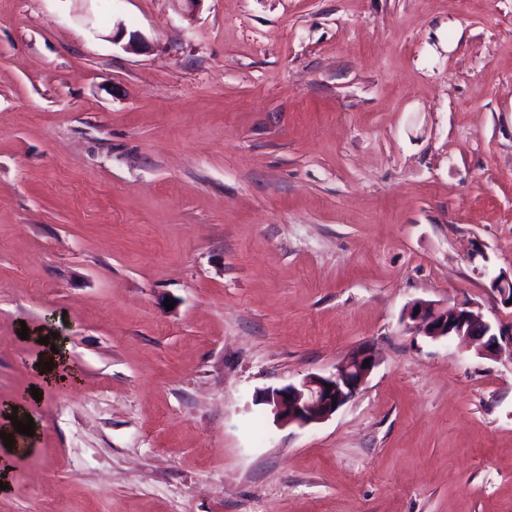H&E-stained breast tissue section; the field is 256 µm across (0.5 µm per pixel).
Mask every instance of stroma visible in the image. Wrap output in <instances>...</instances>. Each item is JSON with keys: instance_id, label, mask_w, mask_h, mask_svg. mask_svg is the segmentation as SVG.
<instances>
[{"instance_id": "obj_1", "label": "stroma", "mask_w": 512, "mask_h": 512, "mask_svg": "<svg viewBox=\"0 0 512 512\" xmlns=\"http://www.w3.org/2000/svg\"><path fill=\"white\" fill-rule=\"evenodd\" d=\"M511 269L512 0H0V512H512ZM404 318L415 322L424 336L433 339L460 338L478 342L479 351L489 357L497 354L501 341L508 339L512 344V329L506 332L502 327L496 328L481 312L467 304L448 307L418 300L407 307ZM367 359H370V365L364 367ZM375 365L372 353L363 350L341 362L328 376L308 375L298 385L289 384L266 391L262 400L272 407L277 422L299 427L319 423L329 419L354 397ZM333 397H336V407H333Z\"/></svg>"}]
</instances>
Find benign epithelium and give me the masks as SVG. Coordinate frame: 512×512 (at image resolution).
I'll return each mask as SVG.
<instances>
[{
	"label": "benign epithelium",
	"mask_w": 512,
	"mask_h": 512,
	"mask_svg": "<svg viewBox=\"0 0 512 512\" xmlns=\"http://www.w3.org/2000/svg\"><path fill=\"white\" fill-rule=\"evenodd\" d=\"M490 288L503 303L512 300V271H501L491 278ZM404 318L415 322L423 335L433 339L460 338L479 344L485 356H494L500 342L512 344V331L495 327L481 312L467 304L442 306L433 301L418 300L407 307ZM369 366H364L365 360ZM376 365L369 351H360L341 362L327 375H308L297 384L268 390L262 400L271 406L277 422L305 427L322 422L336 413L366 383Z\"/></svg>",
	"instance_id": "1"
}]
</instances>
